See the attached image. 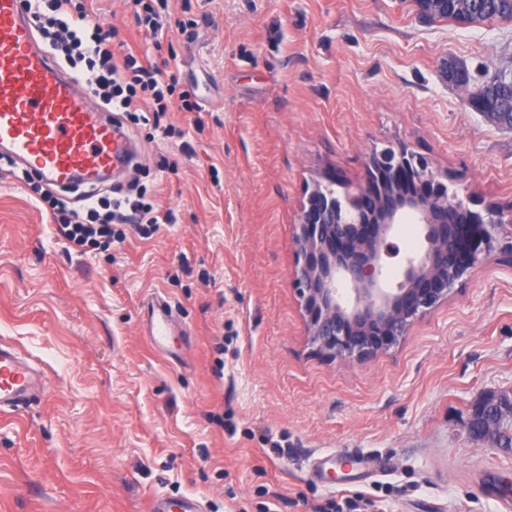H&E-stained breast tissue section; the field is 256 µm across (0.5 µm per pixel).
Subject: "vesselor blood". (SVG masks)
<instances>
[{"label": "vessel or blood", "mask_w": 512, "mask_h": 512, "mask_svg": "<svg viewBox=\"0 0 512 512\" xmlns=\"http://www.w3.org/2000/svg\"><path fill=\"white\" fill-rule=\"evenodd\" d=\"M33 28L21 0H0V153L48 185L93 181L106 171L120 174L132 157L126 132L38 44ZM172 317L167 301L148 302V341L168 358ZM44 387L41 370L0 344L1 414L16 411ZM145 512H201V503L191 496H155Z\"/></svg>", "instance_id": "vessel-or-blood-1"}]
</instances>
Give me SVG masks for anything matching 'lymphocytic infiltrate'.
Wrapping results in <instances>:
<instances>
[{
    "instance_id": "lymphocytic-infiltrate-1",
    "label": "lymphocytic infiltrate",
    "mask_w": 512,
    "mask_h": 512,
    "mask_svg": "<svg viewBox=\"0 0 512 512\" xmlns=\"http://www.w3.org/2000/svg\"><path fill=\"white\" fill-rule=\"evenodd\" d=\"M22 2L54 55L70 68L85 66L90 92L107 111L123 113L136 124L142 121L141 110L146 107L156 125L174 109L199 111L195 91L180 87L176 76H163L154 62L133 53L116 56V30L82 0ZM129 2L139 28L150 36H159L169 27L179 31L186 28L185 23L168 19V0ZM39 200L50 209L59 234L80 248L111 244L114 225L127 223L132 215L152 227L172 221L171 214L156 211L142 192L125 204L97 199L80 209L68 207L64 199L48 193L40 194Z\"/></svg>"
}]
</instances>
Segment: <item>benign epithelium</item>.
<instances>
[{
    "mask_svg": "<svg viewBox=\"0 0 512 512\" xmlns=\"http://www.w3.org/2000/svg\"><path fill=\"white\" fill-rule=\"evenodd\" d=\"M399 224L421 226L425 249L404 257L390 284L385 259L399 254ZM498 211L449 194L421 156L404 147L369 155L354 196L337 198L317 182L307 191L295 234L294 283L318 352L362 362L400 344L427 311L448 300L475 266L508 254ZM512 425V393L487 392L472 404L468 429L498 446Z\"/></svg>",
    "mask_w": 512,
    "mask_h": 512,
    "instance_id": "obj_1",
    "label": "benign epithelium"
}]
</instances>
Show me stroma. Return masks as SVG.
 <instances>
[{
    "mask_svg": "<svg viewBox=\"0 0 512 512\" xmlns=\"http://www.w3.org/2000/svg\"><path fill=\"white\" fill-rule=\"evenodd\" d=\"M92 7L134 54L195 87L201 113L125 123L123 199L147 189L172 223L130 224L75 250L0 160V343L45 374L0 415V512H143L192 495L203 512H503L512 454L468 431L479 394L512 391V263H479L389 352L318 353L293 286L306 188L355 194L375 151L405 146L477 210L512 225V130L470 110L512 68V20L422 19L415 0H171L187 32L146 35L126 0ZM172 306L181 363L159 356L143 303ZM374 462L362 475L330 454Z\"/></svg>",
    "mask_w": 512,
    "mask_h": 512,
    "instance_id": "35a3bbf8",
    "label": "stroma"
}]
</instances>
